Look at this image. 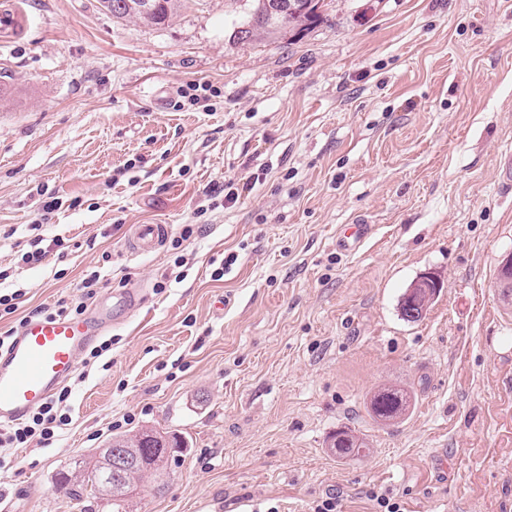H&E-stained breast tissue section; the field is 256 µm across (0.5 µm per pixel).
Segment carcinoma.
<instances>
[{
	"label": "carcinoma",
	"mask_w": 512,
	"mask_h": 512,
	"mask_svg": "<svg viewBox=\"0 0 512 512\" xmlns=\"http://www.w3.org/2000/svg\"><path fill=\"white\" fill-rule=\"evenodd\" d=\"M156 8L148 13L132 11L120 14H112V17L121 20L135 19L154 26H163L176 15L184 6L186 0H154ZM245 24L249 29L245 35H240L238 30H233L232 36L239 42L257 40L262 37L276 35L282 32L284 20L275 18L273 21L255 20L248 17ZM408 408L407 395L392 386H384L377 390L370 399L369 412L375 419L381 422H391L401 418ZM337 439L332 447L336 448V454L345 457H358L368 449L365 438L360 437L350 429H342L336 432ZM112 442L131 445L141 449V460L134 467L130 480L125 490L104 494L96 489L102 484L104 477V460L106 449L76 463L74 470L62 471L57 477V487L65 490L77 500L88 494L94 500L104 502L108 512H127L126 501L137 482L146 475H154L158 472L160 462L167 451L183 447V441L176 436H163L153 431H143L134 436H115Z\"/></svg>",
	"instance_id": "cac0c4a2"
}]
</instances>
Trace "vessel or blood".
Here are the masks:
<instances>
[{
	"label": "vessel or blood",
	"instance_id": "b4317fda",
	"mask_svg": "<svg viewBox=\"0 0 512 512\" xmlns=\"http://www.w3.org/2000/svg\"><path fill=\"white\" fill-rule=\"evenodd\" d=\"M170 231L166 224H136L126 248L143 255L156 252ZM134 290L121 294L111 306L73 317H30L0 345V425L21 422L74 374L83 351L104 329L130 309Z\"/></svg>",
	"mask_w": 512,
	"mask_h": 512
}]
</instances>
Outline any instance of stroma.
<instances>
[{
    "label": "stroma",
    "mask_w": 512,
    "mask_h": 512,
    "mask_svg": "<svg viewBox=\"0 0 512 512\" xmlns=\"http://www.w3.org/2000/svg\"><path fill=\"white\" fill-rule=\"evenodd\" d=\"M249 8L150 26L28 0L0 36V289L26 293L0 334L93 271L95 301L144 295L69 380L58 440L7 454L0 512H87L56 474L144 430L184 445L129 512H512V0H331L302 36L243 44ZM230 182L235 204L202 194ZM35 223L60 245L27 265ZM134 224L169 238L130 255ZM428 270L443 288L404 321ZM388 384L413 404L382 424L366 402ZM342 428L365 455L336 456ZM441 284L440 278L432 272L424 273L421 276H419L410 286L405 296V299L407 300L408 307H414L413 304V292L414 288H418L416 292V301L418 303V307L422 310H424V314L419 312V316L417 318L410 319L408 318V312L404 308V306L400 303V311L404 319H406L409 322H417L421 320L425 315L426 312L436 296V294L439 292V289L436 288H428V286L435 285L436 287H439ZM406 289V291H407ZM405 291V292H406Z\"/></svg>",
    "instance_id": "35a3bbf8"
}]
</instances>
